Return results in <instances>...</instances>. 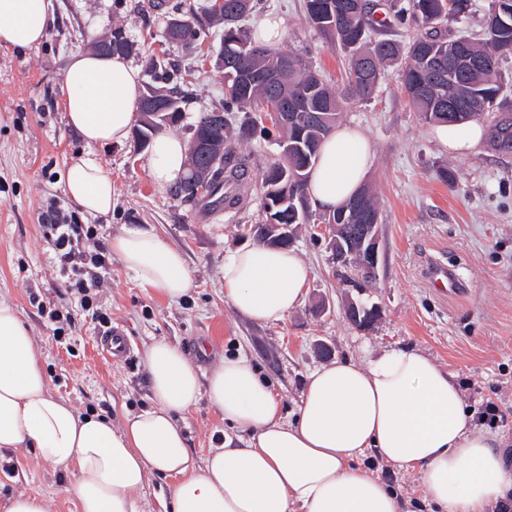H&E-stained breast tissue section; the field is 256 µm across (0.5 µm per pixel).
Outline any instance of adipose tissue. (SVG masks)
<instances>
[{
	"label": "adipose tissue",
	"mask_w": 512,
	"mask_h": 512,
	"mask_svg": "<svg viewBox=\"0 0 512 512\" xmlns=\"http://www.w3.org/2000/svg\"><path fill=\"white\" fill-rule=\"evenodd\" d=\"M55 14L56 0H0V45L38 46ZM63 86L67 123L87 147L71 159L64 190L83 212L103 216L112 210V179L92 149L128 139L138 120L140 71L121 55L77 52ZM487 134L479 121L433 129L453 157L476 152ZM186 158L180 137L157 134L153 183L175 187ZM375 160L362 130H333L309 176L313 206L340 207ZM110 246L143 287L171 301L191 291L182 253L158 234L128 228ZM309 278V266L287 248L245 245L224 257V299L257 323L296 310ZM144 364L152 408L126 416L118 428L98 414L77 413L50 393L29 329L0 301V449L34 448L68 471L79 512H145L143 492L155 474L173 481L166 512H402L395 491L360 466L369 448L416 473L436 512H491L512 495L503 437L476 423L455 376L420 349L321 365L308 374L291 419L248 358L224 359L203 377L179 345L158 341L147 347ZM203 399L247 437L198 462L176 417Z\"/></svg>",
	"instance_id": "ef3b65f1"
}]
</instances>
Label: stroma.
I'll return each mask as SVG.
<instances>
[{"mask_svg": "<svg viewBox=\"0 0 512 512\" xmlns=\"http://www.w3.org/2000/svg\"><path fill=\"white\" fill-rule=\"evenodd\" d=\"M57 0V17L45 40L29 49L0 47V300L13 305L42 353L51 393L81 414L95 412L120 425L125 413L151 406L145 348L164 340L178 344L201 372L228 356H247L270 380L282 410L295 416L307 375L332 359L362 360L403 346L425 350L455 374L471 411L486 401L508 409L494 431L512 441V154L489 145L463 158L449 156L431 137V125L410 109L394 70H387L371 100L347 104L342 124L371 138L376 161L367 176L381 216L378 280L360 295L381 316L361 331L345 318V288L331 275L324 239L309 225L298 228L294 249L311 269L302 304L286 319L258 324L224 300V256L250 243V225L262 223L260 176L279 148L248 144L251 154L247 206L208 210L159 190L148 168V149L136 139L95 148L112 178V211L94 218V240L109 245L123 228L154 231L185 257L194 286L170 301L141 287L118 255L101 274L92 308H83L71 285V270L59 263L38 223L51 203L69 208L62 175L69 159L86 146L71 130L59 101L70 54L90 48L94 36L122 28L134 42L133 63L145 67L156 56L168 64L170 86L185 94L180 121L171 132L189 139L201 113L224 103V77L214 67L221 28L211 30L210 53L165 39L167 14L187 13L203 0ZM283 16L281 49L301 55L336 88L345 84V57L305 21L304 0H257L246 22L255 27L265 13ZM452 180L443 182L439 169ZM436 257L462 284L443 296L428 287L425 264ZM68 315L62 333L45 316ZM123 327L132 346L129 359L115 362L98 350L100 314ZM329 355H322L321 346ZM195 460L240 432L208 401L179 418ZM402 502L403 512H431L419 479L385 463L375 452L363 460ZM63 469L44 462L36 450L0 454V512L17 494H40L49 512H78Z\"/></svg>", "mask_w": 512, "mask_h": 512, "instance_id": "35a3bbf8", "label": "stroma"}]
</instances>
